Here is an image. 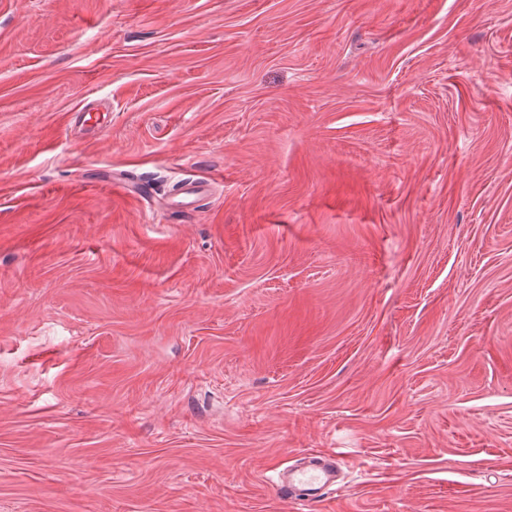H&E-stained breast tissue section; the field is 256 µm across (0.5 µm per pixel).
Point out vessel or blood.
I'll list each match as a JSON object with an SVG mask.
<instances>
[{"mask_svg":"<svg viewBox=\"0 0 512 512\" xmlns=\"http://www.w3.org/2000/svg\"><path fill=\"white\" fill-rule=\"evenodd\" d=\"M340 471L338 460L317 455L307 463L281 471L272 486L284 500L307 507L339 486Z\"/></svg>","mask_w":512,"mask_h":512,"instance_id":"obj_1","label":"vessel or blood"}]
</instances>
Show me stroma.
<instances>
[{
	"mask_svg": "<svg viewBox=\"0 0 512 512\" xmlns=\"http://www.w3.org/2000/svg\"><path fill=\"white\" fill-rule=\"evenodd\" d=\"M313 454L311 512H512V0H0V512Z\"/></svg>",
	"mask_w": 512,
	"mask_h": 512,
	"instance_id": "35a3bbf8",
	"label": "stroma"
}]
</instances>
